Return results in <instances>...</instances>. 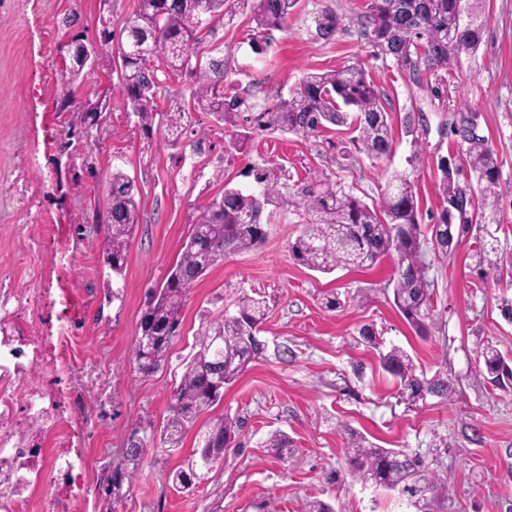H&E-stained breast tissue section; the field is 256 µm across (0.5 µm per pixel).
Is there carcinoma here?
Here are the masks:
<instances>
[{
    "mask_svg": "<svg viewBox=\"0 0 512 512\" xmlns=\"http://www.w3.org/2000/svg\"><path fill=\"white\" fill-rule=\"evenodd\" d=\"M486 0H367L361 34L382 56L412 73L452 71L462 75L464 68L476 62L482 34L487 25ZM257 32L279 30L286 26L294 0H251ZM224 11V0H140L139 10L124 27L126 39L150 47V55L127 56L118 74V88L125 97L127 110L136 118L145 134L154 126L165 128L168 144L177 145L185 126L186 110L193 105L233 129L231 146L243 153L257 131L278 130L303 137L314 136L328 126L350 125L357 152L370 160H380L393 150L388 113L366 73L358 66H347L302 79L300 88L289 97L277 96L273 107L251 117L242 115L244 100L224 93L227 78L224 60L211 58L197 63L201 33L212 32L213 23ZM84 44L69 40L60 47L61 80L65 86L59 111L76 109V120L66 132L63 152L72 141L88 138L95 127L96 115L112 110L111 98L101 94L95 101L74 106L72 86L90 70L82 63ZM165 63L175 75L191 80L188 102H175L158 111L155 98L160 80L157 70L147 67L152 60ZM468 143L464 165L474 185L475 201L456 178L459 168L438 165L441 173L438 194L443 208L421 237L419 198L414 182L403 173L388 179L380 204L366 202L344 192L329 179H320L301 192L297 201L285 195L277 182L265 173H256L262 185L257 193L224 187L195 217L193 224L202 232L191 233L181 248L166 281L152 291L139 325V335L147 339L145 347L133 351L142 374L159 369L177 336L180 313L193 282L185 276H203L224 255L260 246L266 231L261 222L268 206L289 210L305 208L306 222L291 245L292 255L312 270L331 273L338 268H365L389 257L397 278L394 305L414 331L424 336L431 315L429 263L423 243H431L434 253L448 258L457 250L460 236L474 224L501 223L496 185L498 159L488 140L475 133L464 136ZM106 197L94 202L92 223L104 232L102 269L115 276L126 266L132 233L137 224L139 190L135 179L115 168L104 173ZM264 299L244 297L236 313L223 311L206 316L198 332L195 352L184 363L179 381L173 387L168 418L159 443L141 441L124 453L112 467L105 487L106 496L117 502L125 495L145 458L151 453H171L182 446L186 430L200 415L211 411L224 396V388L233 384L248 362L262 350L256 339L266 320ZM483 361L482 374L491 385L512 388V366L497 348L487 343L477 354ZM381 367L399 380L400 398L409 407H417L434 396L448 399V375L420 378L411 357L399 348L380 356ZM237 422L220 415L198 431L195 445L184 466L170 472L168 481L187 492L204 479L206 458L216 463L223 459L224 448L231 443ZM265 447L279 459L292 454L287 435L275 432ZM33 451L14 447L11 455H0V484L12 482L24 468V459ZM346 464L350 475L388 489L401 488L413 495L416 482L426 471L425 460L401 450L380 448L363 434L347 432Z\"/></svg>",
    "mask_w": 512,
    "mask_h": 512,
    "instance_id": "carcinoma-1",
    "label": "carcinoma"
}]
</instances>
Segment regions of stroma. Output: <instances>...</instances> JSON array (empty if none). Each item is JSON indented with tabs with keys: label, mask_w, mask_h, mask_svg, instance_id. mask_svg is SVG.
Returning <instances> with one entry per match:
<instances>
[{
	"label": "stroma",
	"mask_w": 512,
	"mask_h": 512,
	"mask_svg": "<svg viewBox=\"0 0 512 512\" xmlns=\"http://www.w3.org/2000/svg\"><path fill=\"white\" fill-rule=\"evenodd\" d=\"M140 0H0V294L40 297L36 313L6 312L25 346L20 357L12 432L23 435L36 476L15 512H306L320 499L335 512H512V391L480 377L477 350L492 342L512 361V278L490 270L482 250L494 235L512 254V0H487L488 24L478 63L453 75L442 96L436 77H409L393 59L376 54L361 34L365 0H297L286 28L253 50L248 0H227L224 17L200 46L223 55L226 86L259 112L299 88L307 74L358 65L375 85L389 114L394 149L380 161L355 153L352 132L334 126L316 137L255 133L247 154L208 113L191 111L177 146L165 131L141 134L127 118L117 79L97 70L76 90L77 103L109 91L112 110L100 135L74 142L73 164L58 158L73 113L60 112L58 71L66 14L97 40L99 18L110 19L116 52L125 23ZM331 34H321L327 15ZM473 125L497 153V192L503 223L472 229L455 255L431 258L430 334L420 338L393 304L394 264L383 258L362 269L325 275L297 262L290 246L302 230L298 211L274 215L259 248L226 255L189 289L180 334L164 367L141 374L132 359L149 289L174 266L192 222L225 186L253 191L256 171L278 176L287 193L320 175L346 192L379 202L392 172L407 174L419 195L422 224L435 221L441 158L462 161L461 130ZM97 175H89L85 162ZM122 168L140 189L138 218L118 299L105 298L101 269L104 236L89 212L104 187L103 172ZM348 295L325 308L324 293ZM246 296L263 297L269 311L259 338L261 355L224 390L212 415L241 427L217 464L192 493L176 491L168 474L193 446L189 428L181 452L147 457L126 497L105 495L113 466L123 457L133 423L159 435L182 363L192 352L203 313L236 311ZM372 340L360 336L362 327ZM407 351L417 373L448 375L447 400L410 409L394 379L382 370V352ZM41 395L47 415L32 425L26 396ZM384 448L425 456L433 489L417 497L352 478L345 464L347 430ZM288 435L293 454L268 453L273 432ZM53 474H46L47 462Z\"/></svg>",
	"instance_id": "stroma-1"
}]
</instances>
